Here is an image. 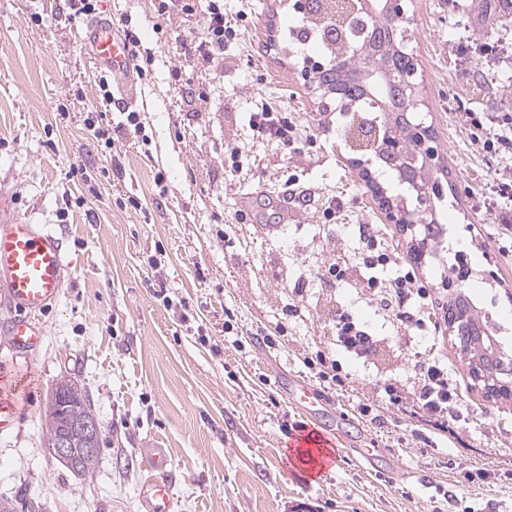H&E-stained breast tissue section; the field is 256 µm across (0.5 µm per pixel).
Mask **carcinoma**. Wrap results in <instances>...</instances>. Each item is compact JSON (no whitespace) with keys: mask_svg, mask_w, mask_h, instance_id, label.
I'll return each instance as SVG.
<instances>
[{"mask_svg":"<svg viewBox=\"0 0 512 512\" xmlns=\"http://www.w3.org/2000/svg\"><path fill=\"white\" fill-rule=\"evenodd\" d=\"M360 18L357 28L348 25L335 37L325 33L323 23L309 18L302 24L317 34L315 44L319 47L322 63L326 64L325 69L318 71L312 67L307 74L311 83L319 88L320 95L326 97L327 104L346 119H376L391 124L396 130L392 143L378 146L377 157L373 158L375 169L390 173L398 181L402 178L403 160L420 153L424 143L430 147L429 162L418 164L421 192L410 197L409 211L410 225L432 229L428 237L429 252L437 254L448 248L440 219L453 205L449 196L452 191L449 172L439 165L438 146L431 126L418 117L421 106L418 77H410V86L401 89L387 79L389 72L402 75L417 69L407 38L409 23L391 13L382 2L375 5L373 16L363 13ZM338 55L343 56V66L329 65ZM468 277L467 264L460 261L448 267V276L443 279L448 288V300L443 309L469 312L471 333L475 339L482 340V344L471 347V351H460L466 367L471 358L498 353L502 346L493 321L477 312L468 291ZM92 408L89 395L78 383L70 379L57 383L45 410L48 445H53L68 422L84 417ZM97 459L96 452L84 453L70 470L78 474L89 473L94 470Z\"/></svg>","mask_w":512,"mask_h":512,"instance_id":"obj_1","label":"carcinoma"}]
</instances>
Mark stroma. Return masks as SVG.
I'll use <instances>...</instances> for the list:
<instances>
[{"mask_svg": "<svg viewBox=\"0 0 512 512\" xmlns=\"http://www.w3.org/2000/svg\"><path fill=\"white\" fill-rule=\"evenodd\" d=\"M479 2L406 0V9L421 115L455 188L447 236L468 254L470 292L512 355V226L498 212L512 153L472 126L512 113V0H494L490 18ZM98 8L140 38L137 134L123 129L121 103L104 101L69 0H0V185L22 220L58 230L70 264L59 300L37 317L41 347L0 349L32 386L29 407L0 435V497L35 512H146L144 461L161 448L172 512H512V398L473 387L447 331L418 338L377 303L357 227L371 225L379 248L404 263L411 235L383 223L350 164L343 119L309 87L298 53L268 48L270 35L298 24L293 0H224L234 36L209 61L193 50L203 15L183 0ZM266 102L311 145L287 152L258 138L249 118ZM90 112L104 113L114 146L86 128ZM339 261L344 281L321 280ZM346 310L374 338L366 357L332 344ZM269 334L275 343H263ZM432 344L461 390L451 439L384 406L386 386L409 395L411 368ZM320 350L340 364L342 385L304 366ZM65 376L101 423L86 475L46 444L43 413ZM292 378L329 398L348 446L376 449L372 470L349 462L315 479L289 463L304 422L285 395ZM364 405L381 410L379 423ZM461 462L486 479L462 481Z\"/></svg>", "mask_w": 512, "mask_h": 512, "instance_id": "35a3bbf8", "label": "stroma"}]
</instances>
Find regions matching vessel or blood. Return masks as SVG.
Returning a JSON list of instances; mask_svg holds the SVG:
<instances>
[{
	"label": "vessel or blood",
	"mask_w": 512,
	"mask_h": 512,
	"mask_svg": "<svg viewBox=\"0 0 512 512\" xmlns=\"http://www.w3.org/2000/svg\"><path fill=\"white\" fill-rule=\"evenodd\" d=\"M81 51L94 68L112 78L122 99L135 98V49L125 29L108 17L86 21L78 33ZM69 270L62 241L50 228L23 223L14 212L13 195L0 188V298L17 310V317L0 324L11 349H37L43 330L35 314L44 311L60 294ZM289 398L315 427L313 435L298 440V447L316 455L322 469L338 466L342 460L334 448L344 443L340 430L323 416L328 403L318 390L302 380H293ZM28 391L0 367V430L5 429L15 407L26 404ZM153 475L142 491L147 512H171L173 508L171 462L165 452L152 457Z\"/></svg>",
	"instance_id": "vessel-or-blood-1"
}]
</instances>
